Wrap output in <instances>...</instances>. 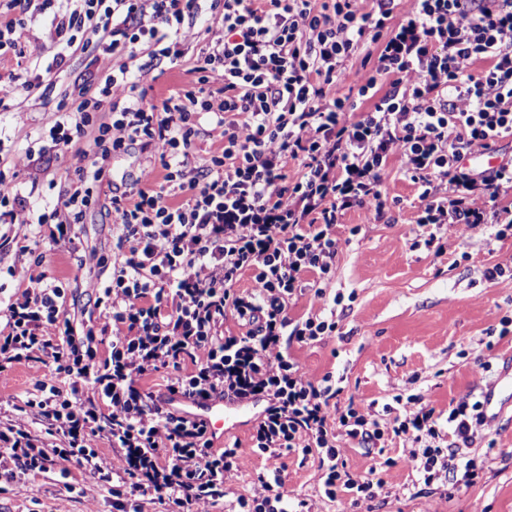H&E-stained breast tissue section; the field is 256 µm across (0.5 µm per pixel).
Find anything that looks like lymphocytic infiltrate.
<instances>
[{"instance_id":"lymphocytic-infiltrate-1","label":"lymphocytic infiltrate","mask_w":512,"mask_h":512,"mask_svg":"<svg viewBox=\"0 0 512 512\" xmlns=\"http://www.w3.org/2000/svg\"><path fill=\"white\" fill-rule=\"evenodd\" d=\"M8 2L18 17L0 26V53L13 50L18 70L0 84V106L51 91L55 147L85 146L70 187L41 213L0 178V223L48 224L50 241L68 238L113 155L137 145L149 163L112 192V276L80 319L64 316L66 290L45 272L0 309V373L21 361L47 368L19 413L0 414V485L51 470L65 480L75 463L114 512H212L237 476L239 448L215 447L204 420L174 409L177 395L264 402L252 448L316 455L332 501L382 494L384 480L350 471L339 444L381 449L389 434L406 446L417 495L472 482L477 460L458 463L452 445L482 436L480 402L462 397L441 422L412 394L388 423L391 406L340 405L332 374L311 381L293 350L335 335L326 288L336 228L355 208L386 218L391 158L417 188L414 233L425 246L456 226L497 238L512 230V160L492 172L462 164L512 136V0H409L399 20L396 0L368 10L363 0H43L60 45L47 65L15 38L33 0ZM205 11L220 32L195 27ZM189 45L190 86L146 101L128 60L148 72L178 64ZM358 52L364 78L348 66ZM76 55L91 74L74 88L55 84L54 70ZM102 111L111 122L93 125ZM205 114L223 146L202 158ZM246 274L253 287L238 289ZM308 293L318 310L295 314ZM230 316L240 334L225 332ZM160 373L164 390L140 389ZM236 505L288 512L278 471L258 475Z\"/></svg>"}]
</instances>
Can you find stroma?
I'll list each match as a JSON object with an SVG mask.
<instances>
[{
	"mask_svg": "<svg viewBox=\"0 0 512 512\" xmlns=\"http://www.w3.org/2000/svg\"><path fill=\"white\" fill-rule=\"evenodd\" d=\"M190 58L180 66L151 71L139 78L147 100H157L190 81ZM54 97L30 96L0 109V177L19 184L27 203L40 210L53 206L68 185L67 170L75 154L53 147ZM397 204L387 219L367 222L363 213L348 212L336 229L341 251L328 294H341L336 307L335 336L301 349L299 360L312 381L333 373L342 392L340 402L392 403L395 395L423 394L426 404L447 414L452 401L499 384L512 393V381L501 373L512 359V276L487 281V267L512 266V236L492 242L482 234L453 228L446 252L413 243L411 229L418 215L417 190L390 168L385 180ZM111 193L102 189L100 203L87 211L73 242L52 246L42 267L30 265L25 245L48 237V227L4 224L6 264L30 267L32 275L49 271L67 290V316L94 299L100 284L112 275L111 266L81 265L89 251L112 256ZM359 227L351 235V227ZM42 364L21 362L0 374V409L21 406ZM225 426L224 439L240 441L239 471L229 487L230 498L251 495L257 473L279 469L284 494L290 500L318 499L321 472L315 456L291 453L272 460L253 452L250 429L255 412ZM460 459L482 461L472 484H458L447 495L411 496L415 478L405 461L401 442L389 441L383 453L346 443L342 455L350 470L376 468L386 482L387 497L372 504L344 505L318 500L319 512H512V404L498 410L486 434L456 450ZM70 481L80 495L63 501L55 473H31L0 492V512H112V499L96 488L79 466H71Z\"/></svg>",
	"mask_w": 512,
	"mask_h": 512,
	"instance_id": "stroma-1",
	"label": "stroma"
}]
</instances>
